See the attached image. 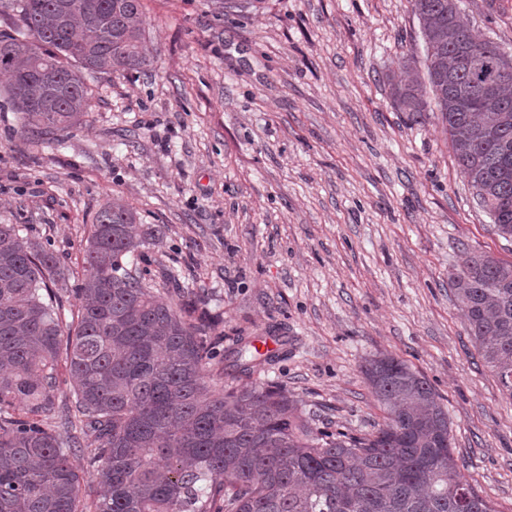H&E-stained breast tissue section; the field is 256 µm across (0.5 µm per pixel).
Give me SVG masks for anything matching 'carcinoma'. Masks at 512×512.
I'll use <instances>...</instances> for the list:
<instances>
[{
    "instance_id": "1",
    "label": "carcinoma",
    "mask_w": 512,
    "mask_h": 512,
    "mask_svg": "<svg viewBox=\"0 0 512 512\" xmlns=\"http://www.w3.org/2000/svg\"><path fill=\"white\" fill-rule=\"evenodd\" d=\"M426 78L409 54L386 74L393 108L438 112L460 172L500 237L512 239V76L491 91L460 62L500 45L477 39L458 0H411ZM0 32V73L21 133L81 124L91 107L83 73L146 72L142 0H15ZM148 241L120 198L100 208L76 288L77 323H63L54 252L0 224V512H494L461 473L448 412L418 371L389 355L364 374L384 422L362 436L316 432L288 391L254 381L248 342L207 384L217 351L193 307L165 301L127 270ZM469 335L512 396V261L461 251L453 277ZM72 405L55 413L59 368ZM82 448L104 491L83 505L70 462Z\"/></svg>"
}]
</instances>
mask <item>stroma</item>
<instances>
[{"label":"stroma","instance_id":"35a3bbf8","mask_svg":"<svg viewBox=\"0 0 512 512\" xmlns=\"http://www.w3.org/2000/svg\"><path fill=\"white\" fill-rule=\"evenodd\" d=\"M147 73L89 78L58 138L22 136L0 94V224L51 248L72 291L90 224L123 197L155 235L128 265L187 288L221 350L277 339L262 380L312 427L355 435L384 412L363 367L406 361L448 411L453 455L512 512V398L476 351L452 276L461 249L512 261L461 177L437 113L395 111L383 75L423 50L410 0H142ZM512 50V0H460Z\"/></svg>","mask_w":512,"mask_h":512}]
</instances>
